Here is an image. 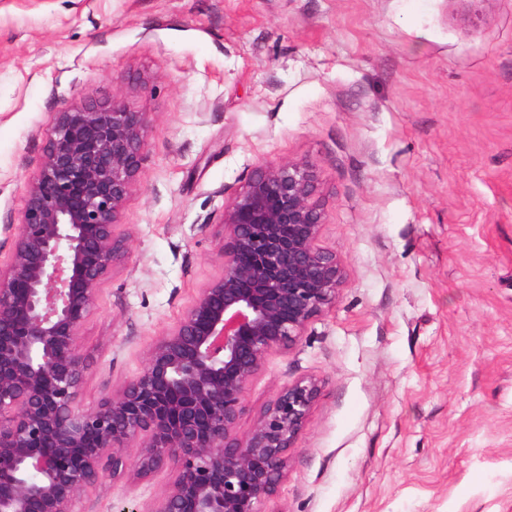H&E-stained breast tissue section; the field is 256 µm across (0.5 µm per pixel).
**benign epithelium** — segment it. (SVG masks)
<instances>
[{"label": "benign epithelium", "instance_id": "7a95c632", "mask_svg": "<svg viewBox=\"0 0 512 512\" xmlns=\"http://www.w3.org/2000/svg\"><path fill=\"white\" fill-rule=\"evenodd\" d=\"M149 113L121 94L57 113L30 181L9 264L0 267V512H74L126 465L175 478L153 512H264L319 385H284L237 432L249 381L269 351L296 343L333 306L336 255L318 247L319 176L265 161L224 204V268L149 348L142 372L93 410L77 406L79 332L123 251L115 234L136 187ZM249 260H244V257Z\"/></svg>", "mask_w": 512, "mask_h": 512}]
</instances>
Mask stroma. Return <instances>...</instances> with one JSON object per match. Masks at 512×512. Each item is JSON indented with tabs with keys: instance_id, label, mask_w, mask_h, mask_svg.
Returning <instances> with one entry per match:
<instances>
[{
	"instance_id": "35a3bbf8",
	"label": "stroma",
	"mask_w": 512,
	"mask_h": 512,
	"mask_svg": "<svg viewBox=\"0 0 512 512\" xmlns=\"http://www.w3.org/2000/svg\"><path fill=\"white\" fill-rule=\"evenodd\" d=\"M150 115L125 246L80 330L89 410L223 269L224 204L259 163L320 178L345 278L248 383L321 389L265 512H512V0H0V265L57 112ZM76 512H154L172 467Z\"/></svg>"
}]
</instances>
